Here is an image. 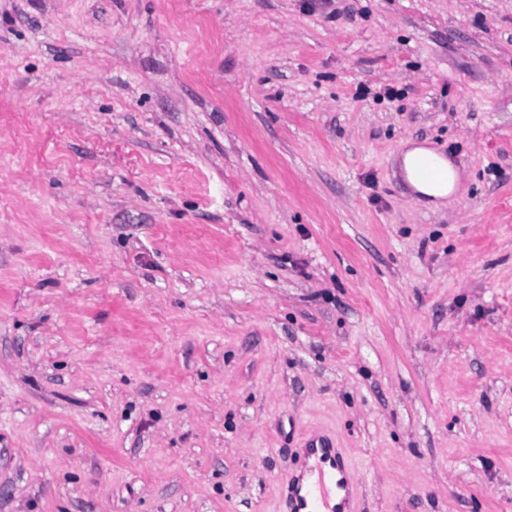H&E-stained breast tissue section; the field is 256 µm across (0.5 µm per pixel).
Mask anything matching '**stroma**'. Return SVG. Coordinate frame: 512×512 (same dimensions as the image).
I'll return each mask as SVG.
<instances>
[{"instance_id":"1","label":"stroma","mask_w":512,"mask_h":512,"mask_svg":"<svg viewBox=\"0 0 512 512\" xmlns=\"http://www.w3.org/2000/svg\"><path fill=\"white\" fill-rule=\"evenodd\" d=\"M325 439L512 512V0H0V512H289ZM422 156H430L434 159L437 167L444 175L443 181L439 183L426 181L435 180L439 175L433 162L429 158H423L420 161L418 174L416 163ZM401 161L406 179L414 189L423 196L444 204V200L446 198L449 199L456 191L458 181L457 173L450 162L443 156H439L426 148L415 146L406 149L402 155Z\"/></svg>"}]
</instances>
